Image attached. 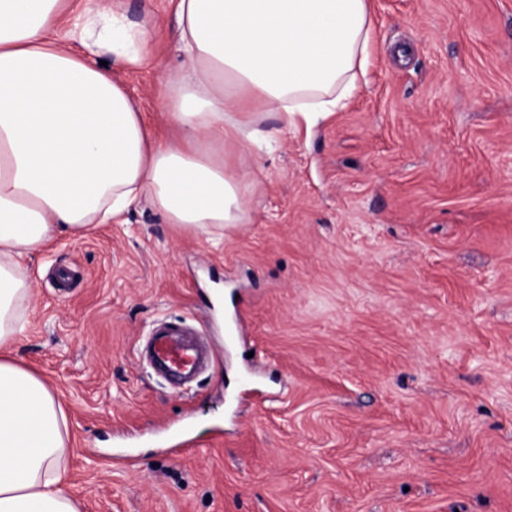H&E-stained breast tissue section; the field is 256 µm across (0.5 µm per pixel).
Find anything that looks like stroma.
Masks as SVG:
<instances>
[{
    "instance_id": "obj_1",
    "label": "stroma",
    "mask_w": 512,
    "mask_h": 512,
    "mask_svg": "<svg viewBox=\"0 0 512 512\" xmlns=\"http://www.w3.org/2000/svg\"><path fill=\"white\" fill-rule=\"evenodd\" d=\"M145 70L180 66L168 0ZM367 82L250 147L224 241L141 202L21 264L1 353L68 416L81 512H512V0H370ZM216 361L180 393L139 363L158 320ZM258 395L241 401L245 372Z\"/></svg>"
}]
</instances>
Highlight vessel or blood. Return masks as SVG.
<instances>
[{
    "mask_svg": "<svg viewBox=\"0 0 512 512\" xmlns=\"http://www.w3.org/2000/svg\"><path fill=\"white\" fill-rule=\"evenodd\" d=\"M210 357L194 331L183 322L167 321L152 330L145 362L156 375L178 386L195 380Z\"/></svg>",
    "mask_w": 512,
    "mask_h": 512,
    "instance_id": "1",
    "label": "vessel or blood"
}]
</instances>
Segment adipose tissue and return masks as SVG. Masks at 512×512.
Here are the masks:
<instances>
[{"label":"adipose tissue","mask_w":512,"mask_h":512,"mask_svg":"<svg viewBox=\"0 0 512 512\" xmlns=\"http://www.w3.org/2000/svg\"><path fill=\"white\" fill-rule=\"evenodd\" d=\"M58 0H0V347L24 330L23 257L91 224H122L142 198L205 236L246 223L255 188L226 146L343 108L365 71L369 0H176L184 65L159 75L158 110L176 138L96 57L135 71L153 28L120 0L93 11L74 53L56 36ZM66 417L44 378L0 358V512H79L67 490Z\"/></svg>","instance_id":"1"}]
</instances>
